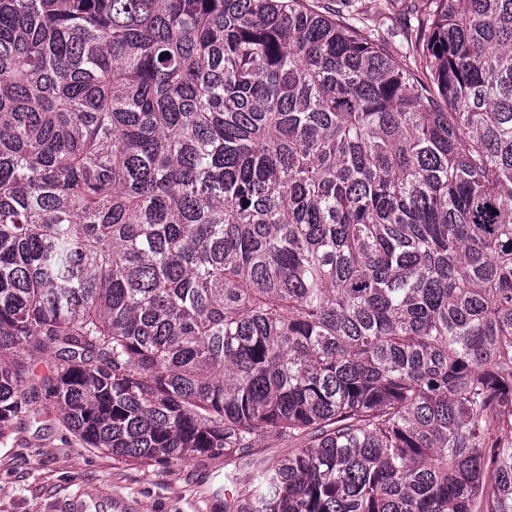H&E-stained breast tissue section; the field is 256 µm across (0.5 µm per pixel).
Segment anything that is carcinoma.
Segmentation results:
<instances>
[{
    "instance_id": "obj_1",
    "label": "carcinoma",
    "mask_w": 512,
    "mask_h": 512,
    "mask_svg": "<svg viewBox=\"0 0 512 512\" xmlns=\"http://www.w3.org/2000/svg\"><path fill=\"white\" fill-rule=\"evenodd\" d=\"M416 49L305 0H0V427L288 443L237 512H512V0H429Z\"/></svg>"
}]
</instances>
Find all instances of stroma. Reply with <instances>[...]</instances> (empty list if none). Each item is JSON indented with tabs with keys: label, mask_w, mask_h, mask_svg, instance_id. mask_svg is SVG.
I'll use <instances>...</instances> for the list:
<instances>
[{
	"label": "stroma",
	"mask_w": 512,
	"mask_h": 512,
	"mask_svg": "<svg viewBox=\"0 0 512 512\" xmlns=\"http://www.w3.org/2000/svg\"><path fill=\"white\" fill-rule=\"evenodd\" d=\"M385 42L398 65L418 66L416 18L427 0H312ZM0 512H65L82 489H102L129 512H224L223 455L191 457L160 465L116 460L88 447L55 410L35 422L0 429Z\"/></svg>",
	"instance_id": "35a3bbf8"
}]
</instances>
